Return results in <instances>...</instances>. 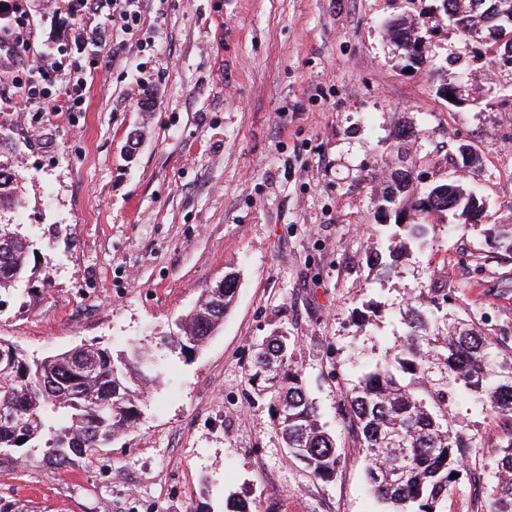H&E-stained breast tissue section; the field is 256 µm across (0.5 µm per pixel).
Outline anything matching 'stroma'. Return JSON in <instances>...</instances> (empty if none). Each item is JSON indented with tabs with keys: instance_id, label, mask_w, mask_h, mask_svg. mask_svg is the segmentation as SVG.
Segmentation results:
<instances>
[{
	"instance_id": "35a3bbf8",
	"label": "stroma",
	"mask_w": 512,
	"mask_h": 512,
	"mask_svg": "<svg viewBox=\"0 0 512 512\" xmlns=\"http://www.w3.org/2000/svg\"><path fill=\"white\" fill-rule=\"evenodd\" d=\"M31 44L0 64V154L21 176L19 206L0 212L32 244L25 279L0 294V338L35 356L80 345L113 355L142 347L161 375L140 417L90 463L60 470L40 458L0 473L15 512H384L366 451L338 415L353 385L404 335L407 307L448 291L449 319L474 320L512 352V66L484 67L442 32L431 62L407 71L382 24L406 0H140L134 36L102 46L89 67L83 34L105 12L67 0H22ZM478 102L440 94L438 67ZM58 84L29 104L12 82L28 54ZM87 65L83 111L59 87ZM410 127L419 170L478 190L486 219L449 217L429 244L376 265L395 227L381 211L401 167L395 134ZM474 163L454 173L460 144ZM239 277L230 312L186 357L166 338L201 291ZM290 337L288 367L333 434L343 462L333 481L292 459L273 428L275 401L257 353ZM448 414L476 457L444 512H474L497 480L503 421L462 387Z\"/></svg>"
}]
</instances>
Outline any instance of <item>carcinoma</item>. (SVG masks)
Instances as JSON below:
<instances>
[{
	"instance_id": "1",
	"label": "carcinoma",
	"mask_w": 512,
	"mask_h": 512,
	"mask_svg": "<svg viewBox=\"0 0 512 512\" xmlns=\"http://www.w3.org/2000/svg\"><path fill=\"white\" fill-rule=\"evenodd\" d=\"M479 0H407L411 13L385 24V32L411 48L404 67L423 65L429 49H417L424 25L444 21L464 36ZM485 43L486 63L497 68L512 64V50ZM416 161L394 170L382 200L398 214L418 217L402 225L407 236L422 243L428 219L464 211L476 198L458 184L438 181L419 191L412 183ZM19 174L13 163L0 160V209L18 203ZM31 247L14 224H0V290L20 282L26 273ZM238 286L233 273L224 276L223 309L212 307L210 289L186 315L181 328L167 336V344L189 356L200 350L221 326ZM411 307L407 332L392 355L378 361L358 384L342 392L340 416L348 434L366 450L371 464L367 476L375 496L387 512H443L458 478L472 474L469 445L453 431L448 419V391L436 384H460L479 400L482 409L508 423L506 439L496 449L498 481L485 500H476V512H512V356L497 338L467 323L450 325L439 316L442 288ZM442 300H437V297ZM0 355L13 359L0 366V469L27 460L37 451L60 467L93 460L110 446L112 438L138 414L142 385L160 373L159 365L141 348L115 358L105 349L77 347L42 359L29 357L16 344L1 339ZM288 340L271 338L258 356L259 372L272 383L284 413L276 415L274 429L288 452L321 480H333L342 462L336 438L319 424L316 409L298 374L285 371ZM23 442H18V439ZM457 478H451V475Z\"/></svg>"
}]
</instances>
